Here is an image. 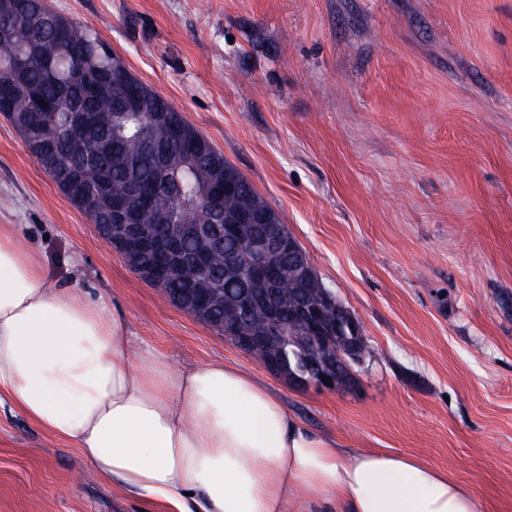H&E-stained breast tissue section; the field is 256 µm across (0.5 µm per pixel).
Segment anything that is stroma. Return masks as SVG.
<instances>
[{"instance_id": "stroma-1", "label": "stroma", "mask_w": 512, "mask_h": 512, "mask_svg": "<svg viewBox=\"0 0 512 512\" xmlns=\"http://www.w3.org/2000/svg\"><path fill=\"white\" fill-rule=\"evenodd\" d=\"M253 184L359 320L352 387H298L135 274L0 118V225L133 351L233 363L314 432L512 512V0H47ZM0 512H157L0 404Z\"/></svg>"}]
</instances>
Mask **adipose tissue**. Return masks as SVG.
Segmentation results:
<instances>
[{"mask_svg": "<svg viewBox=\"0 0 512 512\" xmlns=\"http://www.w3.org/2000/svg\"><path fill=\"white\" fill-rule=\"evenodd\" d=\"M0 226V399L166 512H480L417 456L349 451L242 368L134 356L121 315Z\"/></svg>", "mask_w": 512, "mask_h": 512, "instance_id": "ef3b65f1", "label": "adipose tissue"}]
</instances>
